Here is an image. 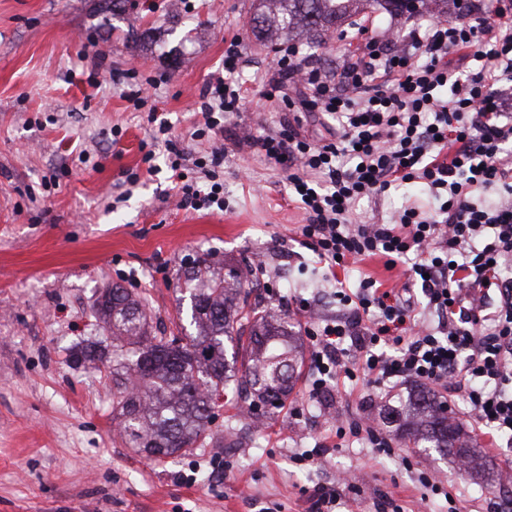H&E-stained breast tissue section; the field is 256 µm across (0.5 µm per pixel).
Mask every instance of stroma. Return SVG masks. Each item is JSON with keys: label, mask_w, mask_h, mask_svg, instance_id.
I'll list each match as a JSON object with an SVG mask.
<instances>
[{"label": "stroma", "mask_w": 512, "mask_h": 512, "mask_svg": "<svg viewBox=\"0 0 512 512\" xmlns=\"http://www.w3.org/2000/svg\"><path fill=\"white\" fill-rule=\"evenodd\" d=\"M251 12L252 0H157L151 12L144 0L117 11L107 0H0V512H311L315 490L340 470L356 488L335 512H512L511 444L480 437L499 474L488 484L432 451L387 455L337 437L333 415L377 413L378 389L349 384L320 403L305 371L259 426L223 399L191 453L150 458L117 435L112 359L72 362L90 342L111 352L96 302L114 284L150 308L154 332L174 331L188 303L179 288L188 257L215 273L262 265L248 306L304 329L294 301L311 297L323 271L300 240L286 173L237 134L260 136L285 120L310 139L326 129L255 82L273 54L252 34ZM234 33L250 50L237 76L249 101L216 135L200 94ZM153 78L142 105L129 101ZM155 109L188 158L224 146L225 210L181 206L166 144L153 136ZM423 193L390 190L363 200L358 216L386 222ZM319 442L328 454L303 459Z\"/></svg>", "instance_id": "stroma-1"}]
</instances>
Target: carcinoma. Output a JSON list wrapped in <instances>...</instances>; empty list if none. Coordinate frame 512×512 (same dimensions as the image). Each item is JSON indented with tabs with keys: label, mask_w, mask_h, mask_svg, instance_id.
<instances>
[{
	"label": "carcinoma",
	"mask_w": 512,
	"mask_h": 512,
	"mask_svg": "<svg viewBox=\"0 0 512 512\" xmlns=\"http://www.w3.org/2000/svg\"><path fill=\"white\" fill-rule=\"evenodd\" d=\"M374 2L402 15L400 0H253V30L266 42L294 32L336 29L356 5ZM206 261L187 267L191 288L187 336H155L145 306L127 289L108 288L98 315L112 332V403L120 432L130 447L161 458L187 452L210 430L216 400L232 387L253 408L277 404L292 390L301 361L292 325L267 311L238 316L235 300L245 286L240 271L204 274ZM416 415L403 406H387L384 418L403 439L452 456L466 474L482 480L493 475L477 446L449 416L436 395L420 389L410 400Z\"/></svg>",
	"instance_id": "carcinoma-1"
}]
</instances>
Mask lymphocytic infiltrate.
<instances>
[{"mask_svg":"<svg viewBox=\"0 0 512 512\" xmlns=\"http://www.w3.org/2000/svg\"><path fill=\"white\" fill-rule=\"evenodd\" d=\"M363 36L332 69L314 64L301 44L273 48L272 90L300 87L286 108L333 117L336 131L311 140L290 122L247 141L288 170L292 202L303 214L302 242L325 270L338 312L315 317L297 305L311 342V394L325 400L345 381L394 392L411 380L464 397L472 430L512 440V0L490 14L472 6L448 20L405 18L402 34ZM249 63L239 35L225 41L224 65L200 98L208 130L246 103L234 81ZM171 182L183 202L224 209L218 176L224 151L198 161L210 178L199 190L172 148ZM406 184L410 198L382 224L356 220L361 200ZM497 190L489 203L485 195ZM373 258L401 268L392 286L364 276L349 292L338 270Z\"/></svg>","mask_w":512,"mask_h":512,"instance_id":"1","label":"lymphocytic infiltrate"}]
</instances>
